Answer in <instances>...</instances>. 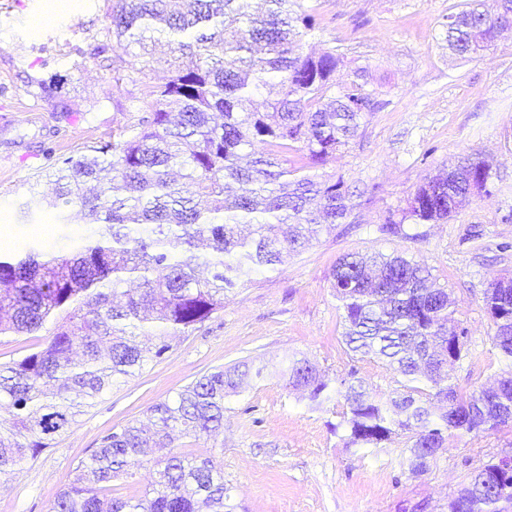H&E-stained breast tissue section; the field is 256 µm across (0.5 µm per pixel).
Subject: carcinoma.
Instances as JSON below:
<instances>
[{"label": "carcinoma", "mask_w": 512, "mask_h": 512, "mask_svg": "<svg viewBox=\"0 0 512 512\" xmlns=\"http://www.w3.org/2000/svg\"><path fill=\"white\" fill-rule=\"evenodd\" d=\"M512 0H469L448 16L449 48L474 54L502 38ZM112 38L83 58L146 41L188 58L160 83L145 81L149 62L131 64L113 81L139 82L150 116L119 130L92 157L44 151L57 174L56 198L30 199L25 217L38 224L54 208L65 253L37 239L22 254L0 255V336L54 324L28 355L0 365V481L12 479L120 378L172 348V337L224 309L226 295L262 268L302 253L319 233L345 222L353 192L313 169L357 136L376 108L374 94L353 82L336 94L339 58L303 51L315 26L304 0H112ZM279 79L280 98L261 91ZM62 76L36 82V97H61ZM259 142L265 153L240 165ZM305 162L288 166V151ZM493 164L467 156L420 185L409 202L414 220L436 223L486 190ZM79 203L86 228L69 231L58 200ZM331 285L343 311L348 349L380 360L400 388L383 402L355 376L336 395L347 411V444L364 447L408 434V470L419 475L445 450L448 431L478 435L512 423V277L485 296L491 343L508 361L494 385L463 397L450 383L466 331L453 317L448 289L423 262L401 254H346ZM268 370L247 363L207 373L171 401L153 405L150 425L126 424L101 439L73 469L50 512H226L224 472L212 456L172 451L183 436L224 427V400ZM286 385L317 407L331 399L329 379L306 358L280 371ZM148 468V490L112 496V481ZM448 512H512V474L500 463L475 470Z\"/></svg>", "instance_id": "1"}]
</instances>
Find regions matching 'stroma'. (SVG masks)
<instances>
[{
    "label": "stroma",
    "instance_id": "obj_1",
    "mask_svg": "<svg viewBox=\"0 0 512 512\" xmlns=\"http://www.w3.org/2000/svg\"><path fill=\"white\" fill-rule=\"evenodd\" d=\"M467 0H305L321 29L316 51L341 59L337 90L351 81L373 91L378 109L322 172L342 179L358 198L345 223L283 265L252 276L225 299L223 311L181 334L172 350L135 376L114 383L35 461L0 486V512H49L75 464L112 429L145 419L197 377L241 361L281 365L304 356L331 384L356 376L383 398L397 387L380 361L348 352L330 273L343 254L395 250L425 262L455 302L466 331L463 357L451 372L461 393L489 384L504 362L490 342L485 296L512 274V37L474 58L448 51L446 23ZM112 0H70L46 15L44 0H0V245L21 250L40 237L45 250L66 251L55 225L36 235L22 217L30 197L51 196L43 149L80 157L136 125L126 111L140 84L114 85L130 56L82 59L105 38ZM59 74L62 96L79 105L72 117L33 97L30 84ZM467 155L493 161L487 195L448 219H404L429 177ZM396 232L383 231L386 218ZM345 407L335 398L312 408L284 381L255 380L231 398L223 430L183 438L180 451L214 456L224 471L234 512H448V503L483 464L512 454V425L476 436L452 432L448 449L427 472L406 465L405 436L382 447L346 446L336 432Z\"/></svg>",
    "mask_w": 512,
    "mask_h": 512
}]
</instances>
